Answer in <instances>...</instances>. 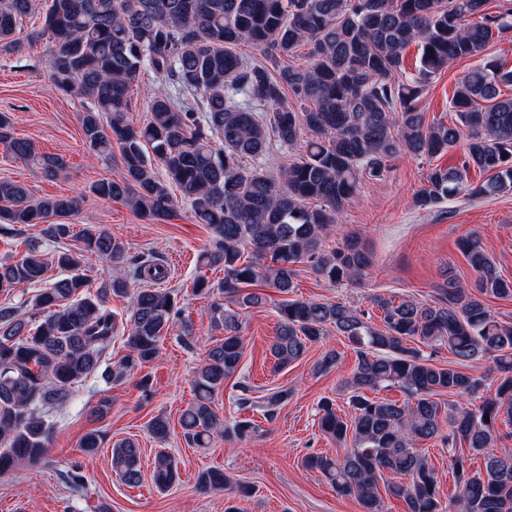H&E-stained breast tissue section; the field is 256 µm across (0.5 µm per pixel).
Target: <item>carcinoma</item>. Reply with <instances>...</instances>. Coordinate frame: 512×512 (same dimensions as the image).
Masks as SVG:
<instances>
[{
	"label": "carcinoma",
	"mask_w": 512,
	"mask_h": 512,
	"mask_svg": "<svg viewBox=\"0 0 512 512\" xmlns=\"http://www.w3.org/2000/svg\"><path fill=\"white\" fill-rule=\"evenodd\" d=\"M487 7L488 0H46L37 35L52 43L49 68L56 87L90 102L81 118L90 151L106 158L112 142L120 145L121 178L95 182L93 193L142 218L164 220L175 212L176 187L197 223L215 235L199 266L223 268L224 297L248 308L263 296L245 287L263 282L287 294L297 263H308L333 283L365 275L373 256L358 235L345 236L334 248L324 239L345 203L363 185L384 180L403 154L431 160L465 142L461 165L429 168L414 196L418 208L459 194L481 199L512 191V96L500 93V85H512V71L488 61L468 73L452 96V125L426 123L419 106L448 61L475 56L512 34V7L504 3L494 13ZM36 11L35 0H0V51H20L16 26ZM243 43L262 49L268 64L243 61L237 52ZM413 43L419 66L408 75L404 58ZM301 47L307 48L306 63H289ZM146 68L181 94L201 95L200 104L189 107L162 88L149 101L146 122L128 124L129 92ZM288 94L299 108L288 105ZM305 132L311 138L287 167L274 174L259 163L271 141L293 150ZM0 143L48 179L65 169L60 157L39 154L14 136L6 112L0 113ZM472 167L489 177L469 180ZM78 206L74 197L35 200L23 185L0 181V229L45 223L49 237L74 236L82 243L57 253L66 275L36 295L34 324L15 308L0 307V474L44 458L52 425L42 407L68 401L74 384L99 370L112 336L122 335L127 353L102 377L118 381L154 362L164 333L181 321L170 291L144 288L129 295L122 275L126 246L105 229L74 234L69 224L48 223L73 215ZM461 250L476 274L471 285L450 275L432 303L379 297L378 327L344 302L289 299L278 306L270 347L277 367L301 359L331 328L357 349V365L345 383L349 412L339 413L324 398L318 419L322 434L352 447L337 457L309 454L302 464L338 494L355 497L363 512H382L381 480L406 512H512V453L496 450L498 425L512 426V322L498 320L488 306L492 297L512 299V280L495 272L479 236L463 239ZM87 253L112 263V274L93 294L82 273ZM47 266L41 251L29 247L18 260L0 264V292L40 283ZM133 274L159 280L164 265L140 257ZM111 296L130 297L121 324L107 306ZM214 324L224 338L207 350L194 379L195 399L180 416L185 441L198 448L208 447L221 429L237 438L257 429L245 416L226 427L212 407L215 392L238 370L244 347L237 311L222 310ZM435 343L448 346V366L422 355L421 348ZM484 359L494 360L500 372L494 395L475 410L464 408L460 402L484 388V377L464 368ZM387 388L401 389L406 399L373 396ZM443 393L456 398L446 418L434 400ZM150 431L156 441H166L169 421L154 418ZM438 437L448 445L461 489L446 508L435 468L413 447ZM471 453L483 456V469L471 471ZM112 468L130 487L142 482L135 441L113 443ZM387 473L393 479L384 480ZM177 476L174 457L159 450L154 486L166 491ZM198 484L242 497L250 493L219 468L202 471Z\"/></svg>",
	"instance_id": "carcinoma-1"
}]
</instances>
